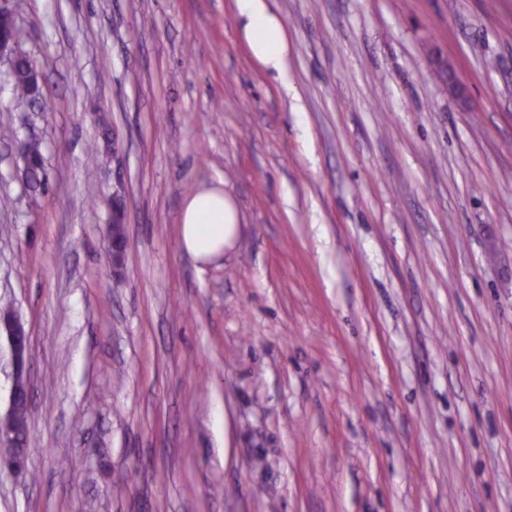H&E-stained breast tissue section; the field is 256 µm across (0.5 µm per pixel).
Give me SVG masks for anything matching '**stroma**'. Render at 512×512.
Segmentation results:
<instances>
[{"label":"stroma","instance_id":"35a3bbf8","mask_svg":"<svg viewBox=\"0 0 512 512\" xmlns=\"http://www.w3.org/2000/svg\"><path fill=\"white\" fill-rule=\"evenodd\" d=\"M271 5L283 79L236 0H13L40 80L17 99L0 57L31 337L0 512H512V0ZM205 188L240 224L209 264ZM239 233L236 209L219 188L191 197L181 215V245L197 261L209 263L234 246Z\"/></svg>","mask_w":512,"mask_h":512}]
</instances>
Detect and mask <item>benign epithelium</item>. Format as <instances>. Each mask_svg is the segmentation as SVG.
Returning a JSON list of instances; mask_svg holds the SVG:
<instances>
[{
  "mask_svg": "<svg viewBox=\"0 0 512 512\" xmlns=\"http://www.w3.org/2000/svg\"><path fill=\"white\" fill-rule=\"evenodd\" d=\"M2 339L10 350L13 384L8 407L5 412L0 413V447L8 449L7 454H0V469L20 472L26 468L27 453L26 448L19 446L11 426L22 402L19 381L28 377L30 339L16 315L8 311L0 312V340Z\"/></svg>",
  "mask_w": 512,
  "mask_h": 512,
  "instance_id": "7a95c632",
  "label": "benign epithelium"
}]
</instances>
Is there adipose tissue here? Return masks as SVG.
<instances>
[{"mask_svg":"<svg viewBox=\"0 0 512 512\" xmlns=\"http://www.w3.org/2000/svg\"><path fill=\"white\" fill-rule=\"evenodd\" d=\"M237 9L257 60L267 69L284 72L288 37L268 0H237ZM238 233V214L223 190L204 189L187 201L181 215V244L197 261L208 263L221 258L233 247Z\"/></svg>","mask_w":512,"mask_h":512,"instance_id":"obj_1","label":"adipose tissue"}]
</instances>
